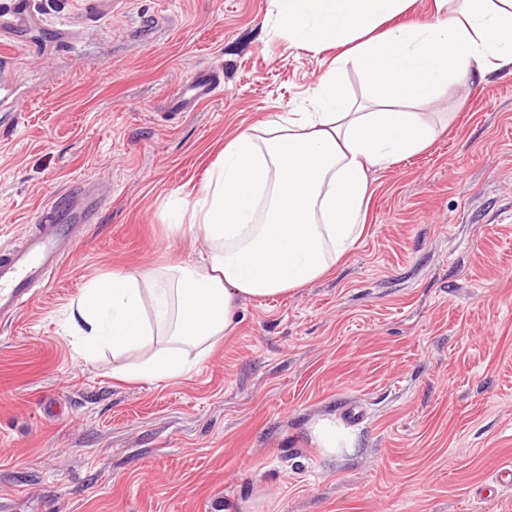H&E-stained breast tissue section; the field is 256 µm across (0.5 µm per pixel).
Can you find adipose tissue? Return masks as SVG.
<instances>
[{"label": "adipose tissue", "mask_w": 512, "mask_h": 512, "mask_svg": "<svg viewBox=\"0 0 512 512\" xmlns=\"http://www.w3.org/2000/svg\"><path fill=\"white\" fill-rule=\"evenodd\" d=\"M278 33L335 56L308 112L241 130L224 147L188 225L208 244L174 266L91 280L71 322L83 355L111 349L115 379L189 376L233 333L241 301L288 294L323 277L358 242L369 172L426 149L445 129L414 104L441 99L512 65V0H433L431 22L399 23L416 0H271ZM361 72L355 104L341 80ZM141 354L138 362L127 355Z\"/></svg>", "instance_id": "ef3b65f1"}]
</instances>
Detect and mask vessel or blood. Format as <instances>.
I'll return each instance as SVG.
<instances>
[{"instance_id":"b4317fda","label":"vessel or blood","mask_w":512,"mask_h":512,"mask_svg":"<svg viewBox=\"0 0 512 512\" xmlns=\"http://www.w3.org/2000/svg\"><path fill=\"white\" fill-rule=\"evenodd\" d=\"M217 78L200 68L167 102L176 117L194 111L214 94ZM102 205L95 183L84 180L54 196L37 214L38 228L18 249L0 251V320L10 319L47 286L71 252L80 225L92 223Z\"/></svg>"}]
</instances>
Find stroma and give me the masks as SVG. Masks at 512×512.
Here are the masks:
<instances>
[{"mask_svg":"<svg viewBox=\"0 0 512 512\" xmlns=\"http://www.w3.org/2000/svg\"><path fill=\"white\" fill-rule=\"evenodd\" d=\"M28 2L0 84V248L76 179L104 201L0 321V512H512L490 487L512 464V66L420 105L448 129L372 172L364 234L327 275L243 301L190 376L120 383L110 350L77 354L70 306L96 276L202 249L176 203L239 129L301 111L334 53L275 34L270 0ZM200 67L215 98L169 116ZM323 421L340 448L317 444Z\"/></svg>","mask_w":512,"mask_h":512,"instance_id":"35a3bbf8","label":"stroma"}]
</instances>
